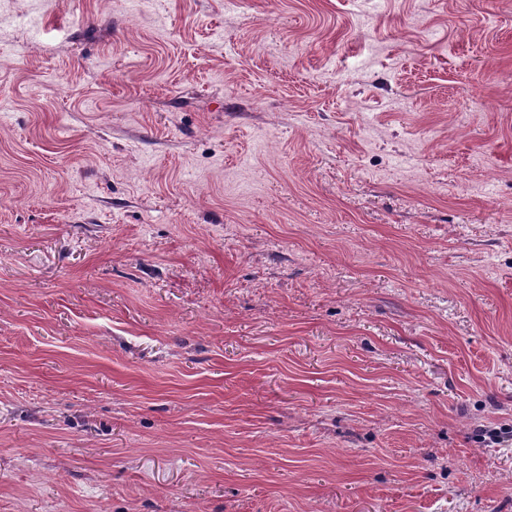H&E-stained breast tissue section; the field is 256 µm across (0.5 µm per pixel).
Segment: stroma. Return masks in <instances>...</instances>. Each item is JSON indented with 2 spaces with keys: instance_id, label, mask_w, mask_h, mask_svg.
<instances>
[{
  "instance_id": "1",
  "label": "stroma",
  "mask_w": 512,
  "mask_h": 512,
  "mask_svg": "<svg viewBox=\"0 0 512 512\" xmlns=\"http://www.w3.org/2000/svg\"><path fill=\"white\" fill-rule=\"evenodd\" d=\"M512 0H0V512H512Z\"/></svg>"
}]
</instances>
